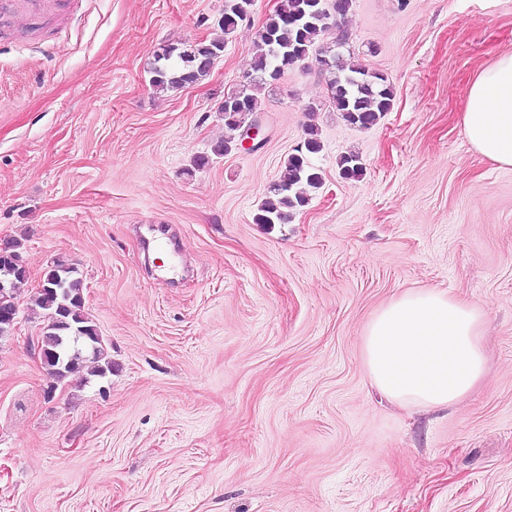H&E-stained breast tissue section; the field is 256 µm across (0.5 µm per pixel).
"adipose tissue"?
Segmentation results:
<instances>
[{"label":"adipose tissue","mask_w":512,"mask_h":512,"mask_svg":"<svg viewBox=\"0 0 512 512\" xmlns=\"http://www.w3.org/2000/svg\"><path fill=\"white\" fill-rule=\"evenodd\" d=\"M469 144L512 167V53L471 82L461 114ZM480 309L438 288H411L382 306L362 338L363 365L388 400L434 410L461 403L486 368Z\"/></svg>","instance_id":"adipose-tissue-1"}]
</instances>
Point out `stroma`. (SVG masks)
Segmentation results:
<instances>
[{
  "instance_id": "1",
  "label": "stroma",
  "mask_w": 512,
  "mask_h": 512,
  "mask_svg": "<svg viewBox=\"0 0 512 512\" xmlns=\"http://www.w3.org/2000/svg\"><path fill=\"white\" fill-rule=\"evenodd\" d=\"M278 2L164 92L156 53L220 36L224 0H69L0 31V243L31 290L75 264L113 366L52 384L46 321L21 309L0 339V512H512V168L460 124L512 52V0H352L349 50L388 77L390 111L347 123L312 55L261 90L265 143L214 154ZM310 125L321 188L256 223ZM427 287L482 311L488 369L425 412L374 393L360 345Z\"/></svg>"
}]
</instances>
